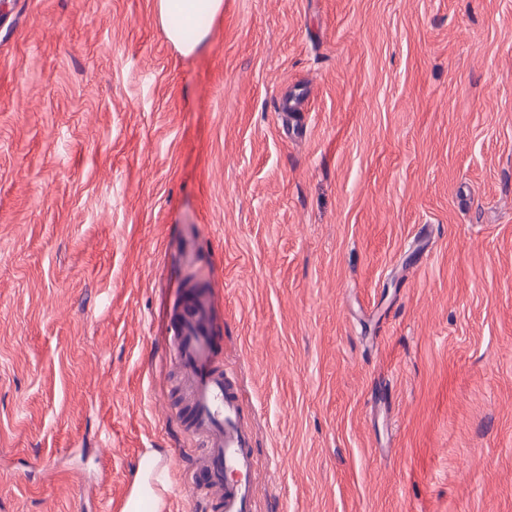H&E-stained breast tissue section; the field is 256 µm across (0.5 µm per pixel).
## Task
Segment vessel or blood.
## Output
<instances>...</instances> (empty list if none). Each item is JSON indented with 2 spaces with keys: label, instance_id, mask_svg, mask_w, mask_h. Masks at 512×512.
Masks as SVG:
<instances>
[{
  "label": "vessel or blood",
  "instance_id": "1",
  "mask_svg": "<svg viewBox=\"0 0 512 512\" xmlns=\"http://www.w3.org/2000/svg\"><path fill=\"white\" fill-rule=\"evenodd\" d=\"M177 321L163 341L169 361L184 386L186 401L177 410L184 431L196 442L195 470L205 481L191 480L189 492L218 512H254L256 459L252 436L241 424V399L235 378L216 364L214 300L179 302Z\"/></svg>",
  "mask_w": 512,
  "mask_h": 512
}]
</instances>
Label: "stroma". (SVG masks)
Masks as SVG:
<instances>
[{"instance_id": "stroma-1", "label": "stroma", "mask_w": 512, "mask_h": 512, "mask_svg": "<svg viewBox=\"0 0 512 512\" xmlns=\"http://www.w3.org/2000/svg\"><path fill=\"white\" fill-rule=\"evenodd\" d=\"M0 8V512H117L195 444L159 342L194 288L255 512H512V0ZM299 106L282 111L283 95ZM223 4V0L155 1L158 17L162 24L166 39L183 54H189L194 51L198 44L207 39L209 32H200L195 43L187 44L182 40L179 32L168 24L169 19L171 17L180 16L185 21H191L190 23H186L178 17L173 19L174 25L181 29L183 36L186 39H190L193 37L195 30L205 24L206 17L202 16V14L215 17L222 11Z\"/></svg>"}]
</instances>
